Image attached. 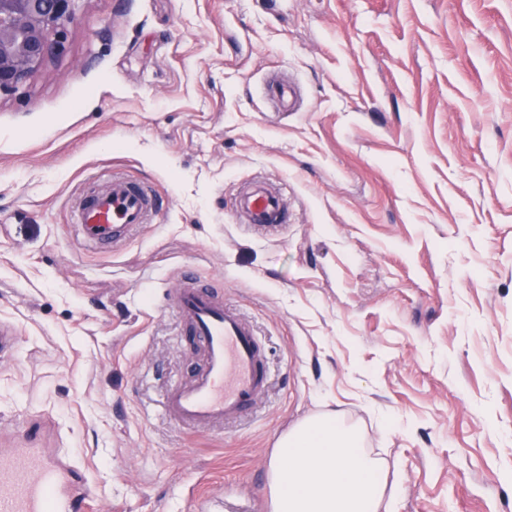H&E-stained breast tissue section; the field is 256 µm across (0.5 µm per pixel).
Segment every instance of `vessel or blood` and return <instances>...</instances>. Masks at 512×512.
Masks as SVG:
<instances>
[{"instance_id": "obj_1", "label": "vessel or blood", "mask_w": 512, "mask_h": 512, "mask_svg": "<svg viewBox=\"0 0 512 512\" xmlns=\"http://www.w3.org/2000/svg\"><path fill=\"white\" fill-rule=\"evenodd\" d=\"M155 208L148 184L114 172L77 198L73 222L86 245L105 250L142 229ZM235 211L248 224L288 221L282 192L264 182L240 191ZM171 304L201 358L189 380L165 392L164 413L199 430L251 414L269 384L266 354L252 323L198 278L182 279ZM88 501L78 474L46 449L17 447L0 454V512H84Z\"/></svg>"}]
</instances>
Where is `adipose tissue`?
<instances>
[{
    "mask_svg": "<svg viewBox=\"0 0 512 512\" xmlns=\"http://www.w3.org/2000/svg\"><path fill=\"white\" fill-rule=\"evenodd\" d=\"M272 512H379L387 476L335 413L307 420L280 441L269 465Z\"/></svg>",
    "mask_w": 512,
    "mask_h": 512,
    "instance_id": "1",
    "label": "adipose tissue"
}]
</instances>
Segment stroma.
<instances>
[{
  "label": "stroma",
  "instance_id": "1",
  "mask_svg": "<svg viewBox=\"0 0 512 512\" xmlns=\"http://www.w3.org/2000/svg\"><path fill=\"white\" fill-rule=\"evenodd\" d=\"M108 170L158 209L98 251L70 204ZM261 176L275 231L234 213ZM187 271L270 374L207 431L160 407L199 355L170 304ZM1 324L0 451L74 465L94 512H272L280 440L327 412L388 512H512V0H84L0 94Z\"/></svg>",
  "mask_w": 512,
  "mask_h": 512
}]
</instances>
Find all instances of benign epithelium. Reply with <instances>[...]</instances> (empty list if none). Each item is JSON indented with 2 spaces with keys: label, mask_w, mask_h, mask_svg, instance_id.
Returning <instances> with one entry per match:
<instances>
[{
  "label": "benign epithelium",
  "mask_w": 512,
  "mask_h": 512,
  "mask_svg": "<svg viewBox=\"0 0 512 512\" xmlns=\"http://www.w3.org/2000/svg\"><path fill=\"white\" fill-rule=\"evenodd\" d=\"M81 0H0V92L18 88L62 45Z\"/></svg>",
  "instance_id": "obj_1"
}]
</instances>
